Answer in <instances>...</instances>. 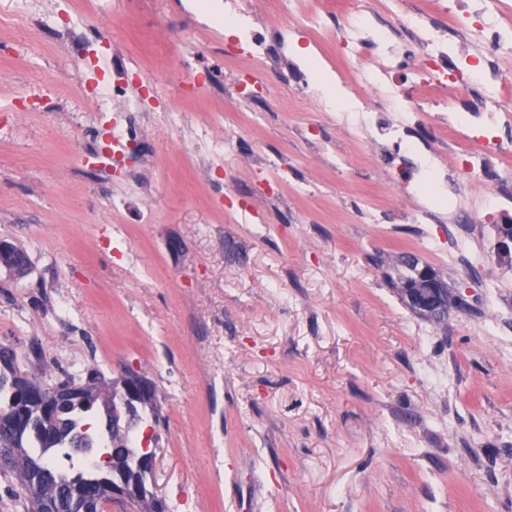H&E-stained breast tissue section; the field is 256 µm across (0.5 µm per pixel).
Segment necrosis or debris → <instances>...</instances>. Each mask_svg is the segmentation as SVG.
<instances>
[{
  "label": "necrosis or debris",
  "instance_id": "necrosis-or-debris-1",
  "mask_svg": "<svg viewBox=\"0 0 512 512\" xmlns=\"http://www.w3.org/2000/svg\"><path fill=\"white\" fill-rule=\"evenodd\" d=\"M282 0H266L255 11L249 0H224L225 21L241 29L246 57L242 74L229 87L233 97L248 99L264 82L268 66L283 68L295 106L315 102L318 92L307 71L288 58V36L314 34L320 9L298 0L283 27L267 28L259 13L277 17ZM340 20L333 37L336 61L344 83L353 86L349 111L337 116L338 129L363 149V132H381L388 181L407 202L399 210L401 223L421 224L434 211L447 208L450 239L457 260L479 276L490 267V244L483 229L512 222V144L496 134V126L512 124V17L503 0H426L417 10L395 8L394 0H338ZM478 34L479 52L456 57L448 47L449 34ZM457 82L455 97L442 94L443 84ZM129 72L112 74V152H132L131 113L141 111L142 96H126ZM388 102L389 116H381L377 102ZM448 137L447 158L423 151L424 133ZM450 183L444 202L429 200L410 190L414 178Z\"/></svg>",
  "mask_w": 512,
  "mask_h": 512
}]
</instances>
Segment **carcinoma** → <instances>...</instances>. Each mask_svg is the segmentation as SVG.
Returning <instances> with one entry per match:
<instances>
[{"mask_svg":"<svg viewBox=\"0 0 512 512\" xmlns=\"http://www.w3.org/2000/svg\"><path fill=\"white\" fill-rule=\"evenodd\" d=\"M407 272L398 274L400 290L417 282L418 261L412 255L402 257ZM126 379L110 378L97 366H88L79 374L62 372L54 384L21 369L15 353L0 348V448L9 451V464L0 471L14 477L25 500L26 512H104L112 503V484L121 477L136 479L141 495L124 502L133 512H168L165 501L147 487L148 472L136 467L142 448L132 429L144 417L159 422L156 388L148 383L136 403L127 402ZM80 388V394L61 407L54 422L42 420L43 405L51 391ZM104 435L109 462L88 468L67 465L73 460L70 448L86 443L97 445Z\"/></svg>","mask_w":512,"mask_h":512,"instance_id":"carcinoma-1","label":"carcinoma"}]
</instances>
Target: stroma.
<instances>
[{
  "instance_id": "35a3bbf8",
  "label": "stroma",
  "mask_w": 512,
  "mask_h": 512,
  "mask_svg": "<svg viewBox=\"0 0 512 512\" xmlns=\"http://www.w3.org/2000/svg\"><path fill=\"white\" fill-rule=\"evenodd\" d=\"M197 2L0 0V240L30 262L0 269V347L32 371L150 379L169 512H512V281L489 310L447 249L391 223L386 172L354 156L333 101L291 110L272 71L262 102L225 103L238 38ZM70 22L83 50L60 38ZM116 58L154 97L106 170L86 103ZM183 66L209 85L180 86ZM218 125L238 157H287L280 199L194 151ZM406 254L466 309L439 324L409 308L391 281Z\"/></svg>"
}]
</instances>
